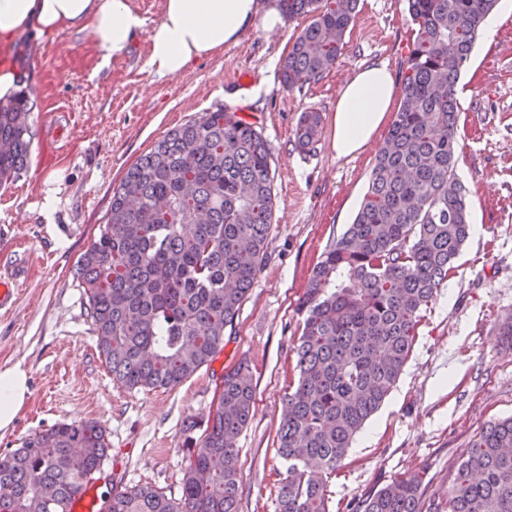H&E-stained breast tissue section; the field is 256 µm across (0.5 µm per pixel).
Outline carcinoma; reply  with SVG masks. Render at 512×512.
<instances>
[{
	"label": "carcinoma",
	"instance_id": "carcinoma-1",
	"mask_svg": "<svg viewBox=\"0 0 512 512\" xmlns=\"http://www.w3.org/2000/svg\"><path fill=\"white\" fill-rule=\"evenodd\" d=\"M407 0L415 25L395 119L359 210L321 255L299 299L297 385L284 399L277 453L286 467L277 512H330L329 479L408 361L425 311L470 234L456 176V84L498 0ZM310 22L281 68L283 88L336 65L358 0H279ZM32 106L0 103V185L26 165ZM322 117L301 114L296 146L319 140ZM275 205L270 151L237 112H205L171 130L112 189L100 235L81 254L97 348L129 391L174 387L224 343L268 259ZM255 384L248 364L224 372L206 419L183 427L188 464L175 502L152 486L113 489L101 512H239L237 448ZM203 430L200 437L195 431ZM109 448L95 420L59 422L0 455V512H68ZM422 479L402 474L349 512H432ZM446 512H512V417L491 421L460 463Z\"/></svg>",
	"mask_w": 512,
	"mask_h": 512
}]
</instances>
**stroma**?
Segmentation results:
<instances>
[{"label":"stroma","instance_id":"1","mask_svg":"<svg viewBox=\"0 0 512 512\" xmlns=\"http://www.w3.org/2000/svg\"><path fill=\"white\" fill-rule=\"evenodd\" d=\"M305 24L295 18L273 33L255 25L175 78L148 71L143 36L106 65L88 35L69 30L0 39L9 53H26L20 84L32 104L30 160L0 187V265L20 247L30 265L13 311L0 315V369L23 365L30 394L0 431V453L58 422L93 419L110 441L102 490L148 485L180 499L183 423L208 412L225 370L243 360L256 391L238 442L239 510L276 512L285 473L277 430L283 398L297 384V303L323 251L353 222L388 133L380 128L378 143L337 158L336 98L373 63L401 77L412 38L405 0H360L335 67L287 91L281 64ZM243 72L249 84L239 83ZM456 92V174L471 203L470 235L399 380L330 481L333 512L415 472L426 499L445 502L475 436L512 417V348L498 334L512 314V15L494 36H479ZM225 106L255 122L270 149L276 204L267 263L211 362L174 387L126 390L97 350L76 262L98 238L126 171L173 127ZM308 110L321 113L322 132L303 152L294 129Z\"/></svg>","mask_w":512,"mask_h":512}]
</instances>
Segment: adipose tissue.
Segmentation results:
<instances>
[{
    "instance_id": "ef3b65f1",
    "label": "adipose tissue",
    "mask_w": 512,
    "mask_h": 512,
    "mask_svg": "<svg viewBox=\"0 0 512 512\" xmlns=\"http://www.w3.org/2000/svg\"><path fill=\"white\" fill-rule=\"evenodd\" d=\"M280 28L270 0H163L159 18L146 24L132 0H0V37L24 31L43 35L62 28L89 33L103 61L124 54L146 34L150 72L177 77L191 63L237 41L254 23ZM398 94L387 63L357 71L336 99L332 148L337 157L361 153L376 138ZM29 396L21 365L0 369V430L8 429Z\"/></svg>"
}]
</instances>
